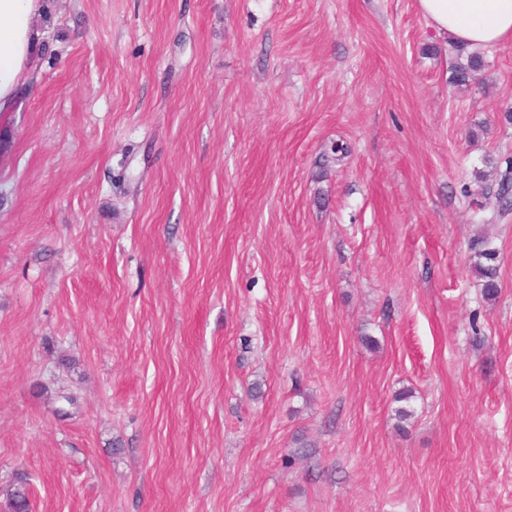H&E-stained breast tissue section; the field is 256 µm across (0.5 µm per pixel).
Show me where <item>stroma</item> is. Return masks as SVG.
<instances>
[{"mask_svg":"<svg viewBox=\"0 0 512 512\" xmlns=\"http://www.w3.org/2000/svg\"><path fill=\"white\" fill-rule=\"evenodd\" d=\"M39 24L0 112V512L20 477L33 512H512V213L476 179L512 41L458 87L418 0ZM470 249L476 259L472 269L482 282L484 296L487 300L495 301L500 291L498 251L484 239L473 241Z\"/></svg>","mask_w":512,"mask_h":512,"instance_id":"obj_1","label":"stroma"}]
</instances>
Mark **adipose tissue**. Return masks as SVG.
I'll return each instance as SVG.
<instances>
[{
  "mask_svg": "<svg viewBox=\"0 0 512 512\" xmlns=\"http://www.w3.org/2000/svg\"><path fill=\"white\" fill-rule=\"evenodd\" d=\"M424 18L470 49L512 40V0H418ZM44 0H0V112L10 111L24 87L42 37Z\"/></svg>",
  "mask_w": 512,
  "mask_h": 512,
  "instance_id": "adipose-tissue-1",
  "label": "adipose tissue"
}]
</instances>
